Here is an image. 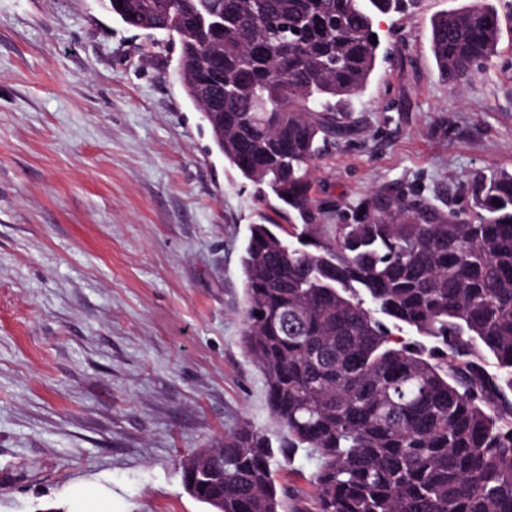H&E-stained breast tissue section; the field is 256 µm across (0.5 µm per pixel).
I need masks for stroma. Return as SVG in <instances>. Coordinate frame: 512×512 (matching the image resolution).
Segmentation results:
<instances>
[{"label":"stroma","mask_w":512,"mask_h":512,"mask_svg":"<svg viewBox=\"0 0 512 512\" xmlns=\"http://www.w3.org/2000/svg\"><path fill=\"white\" fill-rule=\"evenodd\" d=\"M379 16L373 79L312 165L328 224L378 194L466 215L476 173L512 172V19L450 83L432 18ZM178 49L98 0H0V512H210L182 462L274 424L242 344L240 255L273 215L186 97ZM71 512H112V510H99L106 507L105 498L98 492L87 488H79L71 492Z\"/></svg>","instance_id":"1"}]
</instances>
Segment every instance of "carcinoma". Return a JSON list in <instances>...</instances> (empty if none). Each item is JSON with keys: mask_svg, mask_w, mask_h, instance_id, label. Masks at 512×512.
<instances>
[{"mask_svg": "<svg viewBox=\"0 0 512 512\" xmlns=\"http://www.w3.org/2000/svg\"><path fill=\"white\" fill-rule=\"evenodd\" d=\"M437 15L439 72L467 77L498 53L500 9ZM136 29L166 22L213 143L296 222L252 224L241 256L246 356L263 376L278 446L243 425L182 464L212 512H285L275 469L317 461L314 510L512 512V173L472 179V215L373 198L323 224L310 162L335 112L363 93L374 13L401 0H101ZM408 327L418 338L393 339ZM497 373L485 368L483 353Z\"/></svg>", "mask_w": 512, "mask_h": 512, "instance_id": "1", "label": "carcinoma"}]
</instances>
